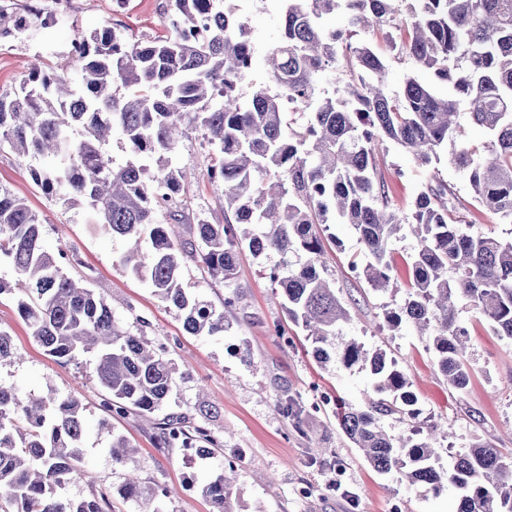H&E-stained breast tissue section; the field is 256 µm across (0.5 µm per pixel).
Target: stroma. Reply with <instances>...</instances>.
I'll use <instances>...</instances> for the list:
<instances>
[{
  "label": "stroma",
  "mask_w": 512,
  "mask_h": 512,
  "mask_svg": "<svg viewBox=\"0 0 512 512\" xmlns=\"http://www.w3.org/2000/svg\"><path fill=\"white\" fill-rule=\"evenodd\" d=\"M168 0H69L59 25L30 27L20 38L0 41V94L12 93L27 78L33 59L53 68L68 66L67 48L78 35L96 29H116L129 41L166 35ZM254 38L271 48L280 24L279 0H248L244 13ZM214 150L201 131L190 130L180 143L177 160L196 173L188 194L189 212L204 213L210 223L224 221V195L210 181L207 169ZM442 148L430 165L418 166L394 143H387L379 165L391 187L392 205L409 211L419 187L432 176L468 197L465 176ZM0 187L25 197L42 222L49 252L74 251L83 262L95 291L111 298L115 317L127 328H144L153 344L179 364L180 377L166 409L190 416L208 407L205 425L223 435L215 456L186 459L182 449L154 444V417L129 415L112 420L114 432L125 435L138 449L137 474L142 482L164 485L174 492L162 512H211L196 490L209 474L226 462L237 468L236 512H455L458 492L448 488L437 497L411 486L399 474H381L336 424V401L362 406L371 392L367 371L321 364L304 331L289 323L274 298L271 269L277 254L255 258L242 254L233 281L218 283L206 269L186 261L184 286L224 312L229 329L219 337L194 336L183 321L144 283L127 273L121 259L125 240L112 237L90 223L86 211L63 206L34 184L27 162L0 149ZM324 240L323 260L336 294L353 316L343 338H356L397 361L412 381L420 419L402 414L384 417V429L394 435L413 428L440 425L448 431L447 445L460 450L480 439L512 456V340L495 336L489 324L468 307L459 316L469 332L470 382L458 390L437 370L426 349V337L409 328L391 331L384 313L401 303V295L373 291L350 267L363 260V249L349 230L332 225ZM233 298L225 307V298ZM0 327L8 329L21 359L0 369V386L18 385L36 396L55 390L72 396L86 408L90 426L102 417L101 391L83 365L62 366L29 335L14 297H0ZM309 409L302 426L282 411L287 398ZM124 473L115 467L106 437L90 436L82 476L67 484L64 496L80 500L103 492L112 512H141L138 504L120 496Z\"/></svg>",
  "instance_id": "1"
}]
</instances>
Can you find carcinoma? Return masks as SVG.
Here are the masks:
<instances>
[{"label":"carcinoma","mask_w":512,"mask_h":512,"mask_svg":"<svg viewBox=\"0 0 512 512\" xmlns=\"http://www.w3.org/2000/svg\"><path fill=\"white\" fill-rule=\"evenodd\" d=\"M275 46L261 52L242 15L224 0H171L172 32L129 42L115 30L83 36L72 58L78 73L46 72L35 61L28 80L0 94V147L19 159H39L33 181L63 205L86 210L93 223L129 243L122 265L145 282L196 336L226 331L224 312L183 287L189 256L220 282L234 279L244 251L281 256L270 273L288 322L307 331L318 359L370 369L365 405L336 404V422L377 472L403 475L435 496L460 494L457 512H512V459L475 442L443 466L437 437L394 436L381 418L413 415L411 382L381 349L355 340L333 350L352 315L336 296L322 257V224H345L367 256L358 275L375 290L398 289L390 251L412 235L406 262L408 292L385 313L393 330L406 325L428 336L434 364L456 389L470 381L468 331L457 319L466 302L493 333L512 340V238L463 229L454 187L438 176L423 184L410 211L392 207L377 151L391 141L419 166L451 146L450 162L469 185L470 207L512 223V0H281ZM339 15L342 25L325 20ZM59 22L51 12L0 5V38L32 25ZM361 33L381 37L410 64L400 92H386L388 63ZM343 60L341 71L336 61ZM266 84L243 96L240 84L257 63ZM416 71L448 87L439 94ZM121 82L125 92L113 90ZM333 83L332 93L324 84ZM310 115L294 128L287 114ZM487 136L483 149L460 142V118ZM201 129L216 156L207 170L224 187V223L196 216L195 241L174 239L168 222L187 221L186 167L175 162L188 129ZM119 135L130 151L116 165L106 150ZM17 274L0 282V296L17 292L30 335L58 364L91 357L90 375L102 390L106 415H152L176 385L172 360L114 316L112 302L65 265L68 254L42 245V224L25 198L0 189V263ZM17 353L0 328V367ZM72 397L34 398L0 386V512H108L104 493L74 502L62 494L82 474L90 427ZM160 448L196 446L209 456L221 437L184 413L156 423ZM125 470L123 494L160 512L170 491L135 472L136 449L123 435L108 443ZM233 479L215 473L197 490L212 512H236Z\"/></svg>","instance_id":"1"}]
</instances>
